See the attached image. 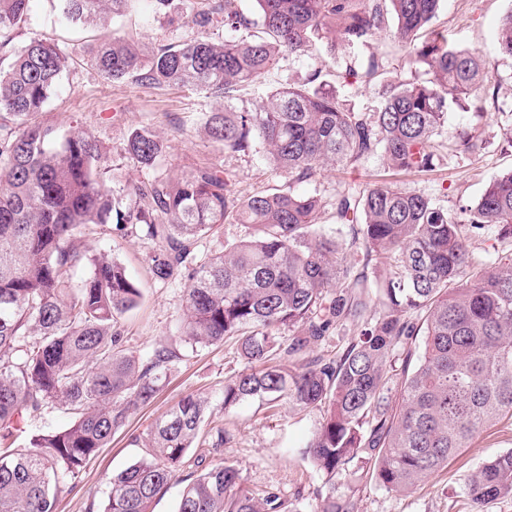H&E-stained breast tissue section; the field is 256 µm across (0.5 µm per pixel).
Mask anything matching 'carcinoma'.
<instances>
[{
	"label": "carcinoma",
	"instance_id": "cac0c4a2",
	"mask_svg": "<svg viewBox=\"0 0 512 512\" xmlns=\"http://www.w3.org/2000/svg\"><path fill=\"white\" fill-rule=\"evenodd\" d=\"M65 26L97 24L135 0H58ZM196 32L144 54L126 35L91 49L97 70L140 86L193 87L224 100L204 128L234 153L255 151L278 173L309 181L325 166L379 159L390 169L435 167L434 140L445 135L448 103L483 113L493 67L472 50L448 46L429 30L440 0H181ZM29 0H0V48L25 22ZM224 23V39L207 29ZM403 51L423 78L384 76L373 56L363 73L339 75L349 86L376 84L379 100L360 109L315 69L306 83L276 82L256 108L234 93L259 85L285 60L363 45L378 34ZM498 53L512 59V11L496 34ZM68 54L38 37L0 70V512H56L58 477L76 476L107 447L131 415L156 398L177 352L166 346L135 356L124 348L118 319L134 308L140 288L104 251L88 254L90 226L103 234L141 227L162 247L151 257L158 281H188L181 335L190 345L236 340L258 368L224 380L221 408L284 399L321 413L304 454L331 485L317 512H353L336 494V479L372 465L379 486L408 493L448 467L481 431L512 417V253L489 267L474 261L471 241L494 229L512 239V168L494 176L473 205L456 216L429 196L383 182L336 194L342 240L320 230L318 195L276 185L239 198L229 173L216 167L171 181L129 185L130 204L116 206L106 182L110 159L89 133L57 136L38 120L60 86ZM458 153L483 149L467 131L448 136ZM148 128L133 130L129 158L151 168L163 154ZM249 224L253 235L200 257L195 241L224 223ZM86 262L91 273L73 288L69 274ZM385 270L387 310L361 320L368 272ZM358 334L337 359L314 357L299 371L286 360L339 325ZM295 332L284 346L277 331ZM415 358L401 377L391 370L398 350ZM58 407L71 415L61 429L13 446L15 418ZM211 402L189 393L141 441L144 455L109 479L101 512H153L186 467L191 449L217 452L230 433L210 426ZM474 512L512 497V451L474 469L465 482ZM177 512H291L273 493L254 495L232 463L194 459Z\"/></svg>",
	"mask_w": 512,
	"mask_h": 512
}]
</instances>
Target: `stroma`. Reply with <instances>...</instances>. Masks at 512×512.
Masks as SVG:
<instances>
[{"label": "stroma", "instance_id": "obj_1", "mask_svg": "<svg viewBox=\"0 0 512 512\" xmlns=\"http://www.w3.org/2000/svg\"><path fill=\"white\" fill-rule=\"evenodd\" d=\"M510 11L512 0H442L434 22L450 46L479 51L495 65L496 105L487 106L480 116L455 106L448 110L449 129H472L485 141V149L476 154L452 155L447 148H438L436 166L424 173L392 171L372 159L324 169L312 180L292 184L295 192L316 194L325 201L318 222L326 232L339 233L331 204L337 193L349 186L379 181L417 190L455 214L480 197L491 177L512 167V61L500 58L496 51L498 27ZM189 31L180 10L157 14L150 0H140L135 10L112 19L108 25L69 28L57 21V0H30L27 20L14 33L11 49L38 36L57 42L69 53V67L60 87L39 119L63 133L72 129L88 131L99 141L112 161L110 186L119 201H126L129 183L166 181L215 165L232 174L234 190L240 196L289 182L287 175L273 171L259 154L226 153L209 140L203 115L216 103L205 92L112 81L103 77L88 58L90 44L115 33L129 35L150 49L178 41ZM372 56L381 59L386 77H409L403 53L383 36L336 55L321 51L308 59L290 61L284 69L299 84L315 68L321 69L324 80L332 82L346 65L364 68ZM142 126L158 134L165 145L159 161L150 169L134 165L125 152L129 133ZM85 244L93 253L110 252L126 266L141 290L138 305L119 320L128 351L143 355L166 343L179 349L181 358L156 399L130 418L109 447L102 449L77 477L60 481L57 512H89L91 500L102 499L112 474L141 458L142 450L134 445V437L145 436L156 419L186 394L201 393L218 400L225 379L250 368L238 353L235 340L209 346L182 341L180 327L188 282L179 278L163 283L153 278L149 258L159 243L146 231L124 236L94 230L86 234ZM213 418L232 433L231 440L220 449L219 458L241 470L254 494L272 492L288 501L295 512H315L330 488L312 463L303 459L301 451L319 425V412L300 411L283 400L272 407L257 398L227 413L214 412ZM510 449L512 419L505 418L477 435L446 469L411 493H392L375 480L357 476L340 479L337 489L350 496L355 512H472L464 492L467 475Z\"/></svg>", "mask_w": 512, "mask_h": 512}]
</instances>
